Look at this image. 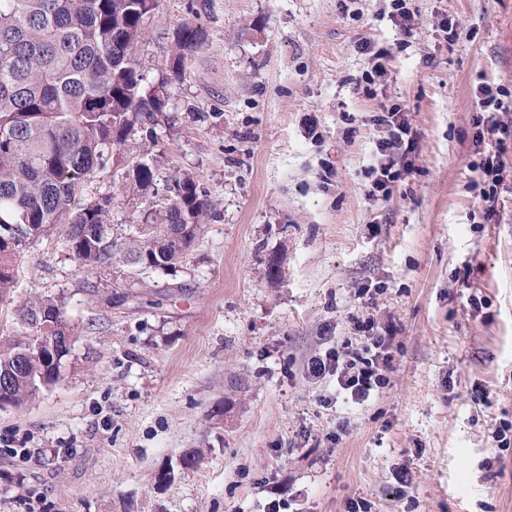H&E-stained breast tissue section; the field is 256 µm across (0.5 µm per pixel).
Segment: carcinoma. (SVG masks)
I'll return each mask as SVG.
<instances>
[{
	"label": "carcinoma",
	"mask_w": 512,
	"mask_h": 512,
	"mask_svg": "<svg viewBox=\"0 0 512 512\" xmlns=\"http://www.w3.org/2000/svg\"><path fill=\"white\" fill-rule=\"evenodd\" d=\"M158 0H0V301L14 292L24 247L63 228L75 256L93 269L118 250L107 216L111 198L76 203L77 188L116 160L128 138L154 143L169 123L168 79L145 85L128 44L140 37ZM173 73L203 44L183 24L175 33ZM160 160L146 154L126 172L140 193L155 185ZM159 224L141 228L131 259L167 269L196 238L210 207L194 177H174ZM73 330L52 296L24 303L13 336L0 338V406L25 405L59 380Z\"/></svg>",
	"instance_id": "obj_1"
}]
</instances>
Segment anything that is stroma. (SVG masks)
<instances>
[{
  "label": "stroma",
  "mask_w": 512,
  "mask_h": 512,
  "mask_svg": "<svg viewBox=\"0 0 512 512\" xmlns=\"http://www.w3.org/2000/svg\"><path fill=\"white\" fill-rule=\"evenodd\" d=\"M407 5L408 42L387 0H159L137 48L173 118L154 192L128 203L151 147L126 142L76 196L111 198L123 250L90 269L54 230L0 303V336L44 295L75 331L60 380L0 407V512H512V447L496 442L512 440V140L494 220L471 188L478 89L512 90V0ZM189 21L205 41L174 79ZM362 40L389 51L370 98ZM395 104L417 145L385 199L367 171ZM183 172L212 204L187 257L129 262ZM366 317L397 331L385 385L357 404L307 362L358 347Z\"/></svg>",
  "instance_id": "stroma-1"
}]
</instances>
